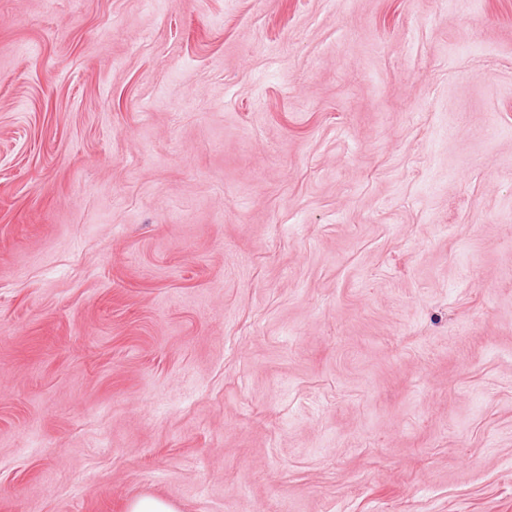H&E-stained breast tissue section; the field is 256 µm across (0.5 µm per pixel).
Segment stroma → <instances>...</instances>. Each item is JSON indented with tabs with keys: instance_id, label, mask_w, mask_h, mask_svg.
Listing matches in <instances>:
<instances>
[{
	"instance_id": "stroma-1",
	"label": "stroma",
	"mask_w": 512,
	"mask_h": 512,
	"mask_svg": "<svg viewBox=\"0 0 512 512\" xmlns=\"http://www.w3.org/2000/svg\"><path fill=\"white\" fill-rule=\"evenodd\" d=\"M512 512V0H0V512Z\"/></svg>"
}]
</instances>
